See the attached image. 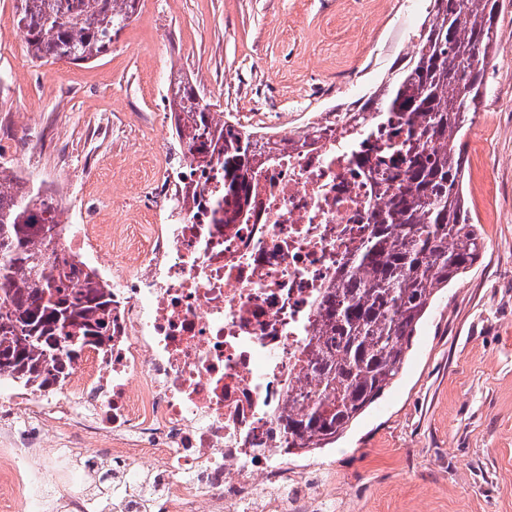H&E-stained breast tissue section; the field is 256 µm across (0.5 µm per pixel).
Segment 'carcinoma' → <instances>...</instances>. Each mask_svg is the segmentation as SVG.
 I'll use <instances>...</instances> for the list:
<instances>
[{
    "label": "carcinoma",
    "mask_w": 512,
    "mask_h": 512,
    "mask_svg": "<svg viewBox=\"0 0 512 512\" xmlns=\"http://www.w3.org/2000/svg\"><path fill=\"white\" fill-rule=\"evenodd\" d=\"M137 0H19L18 24L32 58L95 60L126 26ZM429 19L407 66L354 108L365 126L377 112H398L430 145L380 164L393 190L370 214V238L334 288L326 291L310 339L305 384L278 419L285 454L334 443L394 384L434 295L465 275L483 239L469 223L463 195V137L496 50L499 0H430ZM174 129L189 159L224 165L229 189L242 190L253 133L224 132L223 120L181 80L171 102ZM0 374L32 390L65 380L61 355L112 339V289L61 252L53 199L0 168ZM81 285L72 287L74 279Z\"/></svg>",
    "instance_id": "carcinoma-1"
}]
</instances>
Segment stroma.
Segmentation results:
<instances>
[{
    "instance_id": "1",
    "label": "stroma",
    "mask_w": 512,
    "mask_h": 512,
    "mask_svg": "<svg viewBox=\"0 0 512 512\" xmlns=\"http://www.w3.org/2000/svg\"><path fill=\"white\" fill-rule=\"evenodd\" d=\"M467 131L464 194L483 249L440 290L397 382L310 460L343 512H512V0ZM407 0H139L94 61H33L0 0V167L32 171L67 223L135 224L141 184L180 153L168 86L192 81L225 116L333 112L411 55ZM153 140L152 156L140 145Z\"/></svg>"
}]
</instances>
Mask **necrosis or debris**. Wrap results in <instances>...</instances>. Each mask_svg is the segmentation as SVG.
<instances>
[{
  "mask_svg": "<svg viewBox=\"0 0 512 512\" xmlns=\"http://www.w3.org/2000/svg\"><path fill=\"white\" fill-rule=\"evenodd\" d=\"M262 127L245 191H226L221 165L171 164L140 194L167 223L65 225L60 248L112 289V342L71 360L65 397L0 376L9 474L31 512H314L320 471L289 466L277 420L305 381L324 292L391 192L377 160L422 142L394 112L360 131L341 112ZM61 418L124 447L118 469L146 483L69 493V464L93 473L99 456L69 446L34 466Z\"/></svg>",
  "mask_w": 512,
  "mask_h": 512,
  "instance_id": "4bbe7bcc",
  "label": "necrosis or debris"
}]
</instances>
